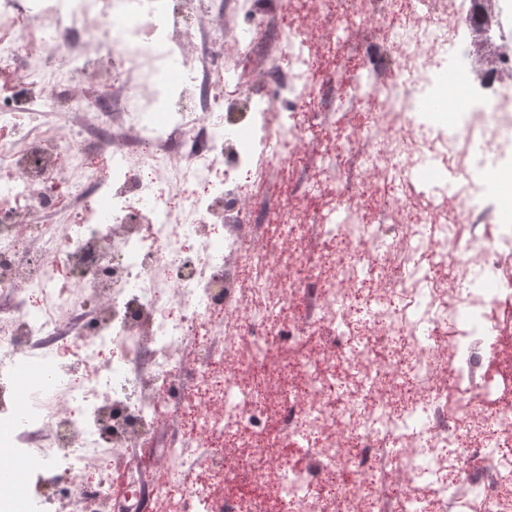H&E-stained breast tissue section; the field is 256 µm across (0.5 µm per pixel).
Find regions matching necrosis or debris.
I'll list each match as a JSON object with an SVG mask.
<instances>
[{
    "label": "necrosis or debris",
    "instance_id": "4bbe7bcc",
    "mask_svg": "<svg viewBox=\"0 0 512 512\" xmlns=\"http://www.w3.org/2000/svg\"><path fill=\"white\" fill-rule=\"evenodd\" d=\"M239 13L0 0V504L512 512V56L481 0ZM480 36L484 40L494 41L497 48L501 52H509L512 51V38L505 37L500 25V22L497 21L496 16L492 14L491 11L487 9V22L480 33Z\"/></svg>",
    "mask_w": 512,
    "mask_h": 512
}]
</instances>
